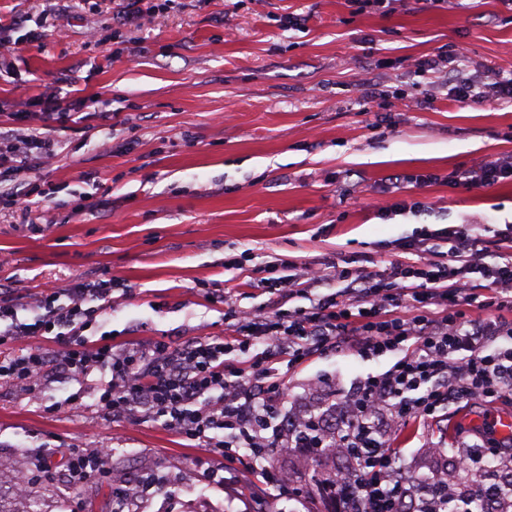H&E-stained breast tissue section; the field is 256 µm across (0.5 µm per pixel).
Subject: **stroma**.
<instances>
[{
    "label": "stroma",
    "instance_id": "35a3bbf8",
    "mask_svg": "<svg viewBox=\"0 0 512 512\" xmlns=\"http://www.w3.org/2000/svg\"><path fill=\"white\" fill-rule=\"evenodd\" d=\"M120 0H0V128H49L52 164L21 178L51 193L20 212L0 202V283L18 317L42 289L111 280L112 301L86 336L114 348L223 336L232 312L273 306L252 268L285 259L374 273L424 231L457 224L512 225V181L488 190L452 182L475 162L512 155V102L461 105L440 78L421 75L437 47L462 48L465 75L506 64L512 10L502 0H450L421 8L395 0L381 12L352 0H166L161 22L118 26ZM127 47L113 57L115 38ZM367 95L354 92L359 74ZM62 101L59 119L48 98ZM414 182L401 195L387 178ZM91 206L79 211L78 199ZM420 201V215L384 217L383 206ZM390 358L325 355L285 373L284 409L297 413L344 396ZM78 383L49 379L34 391L0 385V490L49 448L56 477L25 497L61 501L64 452L105 448L107 471L125 476L142 512H327L320 473L344 458L272 454L292 472L289 489L236 496L253 460L226 465L224 485L207 457L161 418L107 421L90 397L64 400ZM63 409H56V402ZM512 418V395L452 406L447 425L404 429L396 444L408 473L427 475L434 447L448 457Z\"/></svg>",
    "mask_w": 512,
    "mask_h": 512
}]
</instances>
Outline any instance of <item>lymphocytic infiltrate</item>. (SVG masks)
I'll use <instances>...</instances> for the list:
<instances>
[{
	"instance_id": "1",
	"label": "lymphocytic infiltrate",
	"mask_w": 512,
	"mask_h": 512,
	"mask_svg": "<svg viewBox=\"0 0 512 512\" xmlns=\"http://www.w3.org/2000/svg\"><path fill=\"white\" fill-rule=\"evenodd\" d=\"M461 60L459 49L444 45L421 68L447 74L455 102L512 101L511 69L492 68L488 83L477 85L458 77ZM58 147L49 134L25 135L19 145L0 136V199L30 210L32 194L20 189L19 178L32 160L55 158ZM509 180L512 157L455 174L456 183L476 189ZM446 238L448 251L431 258L424 239L411 240L404 257L371 275L309 267L277 277L261 268L262 283L280 296L316 291L313 305L285 321L274 311L243 315L225 337L198 336L180 346L157 340L115 350L89 343L84 333L98 315L90 302L111 297L108 280L53 285L35 300L29 323L19 321L11 289L0 287V344H23L0 357V383L29 389L49 377L71 379L93 393L107 417L164 418L214 459L207 478L218 484L224 462L242 448L250 449L252 473L268 489L289 481L287 472L265 466L271 449L318 457L333 448L352 466L323 485L332 512H456L468 497L436 477L412 479L387 435L450 405L512 392V225L490 239L471 225H454ZM490 240L497 248L491 264L485 260ZM46 340L60 351L46 352ZM330 353L364 360L389 355L393 363L353 384L335 423L322 414L283 413L288 388L280 365L292 370Z\"/></svg>"
}]
</instances>
